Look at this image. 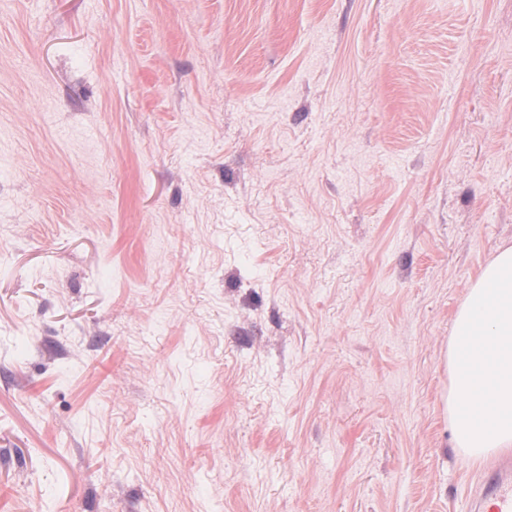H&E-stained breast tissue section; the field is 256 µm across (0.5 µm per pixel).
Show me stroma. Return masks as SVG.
I'll use <instances>...</instances> for the list:
<instances>
[{"label":"stroma","instance_id":"35a3bbf8","mask_svg":"<svg viewBox=\"0 0 512 512\" xmlns=\"http://www.w3.org/2000/svg\"><path fill=\"white\" fill-rule=\"evenodd\" d=\"M504 246L512 0H0V512H463Z\"/></svg>","mask_w":512,"mask_h":512}]
</instances>
